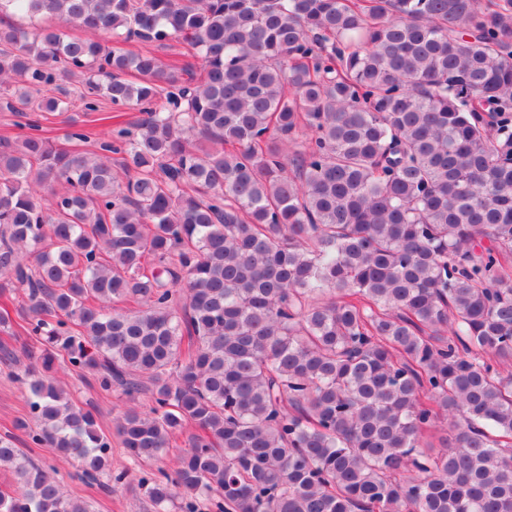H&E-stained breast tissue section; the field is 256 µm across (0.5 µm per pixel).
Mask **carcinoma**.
<instances>
[{"label": "carcinoma", "instance_id": "carcinoma-1", "mask_svg": "<svg viewBox=\"0 0 512 512\" xmlns=\"http://www.w3.org/2000/svg\"><path fill=\"white\" fill-rule=\"evenodd\" d=\"M78 77L84 111L141 118L0 141L30 443L127 482L58 360L150 394L116 421L133 461L192 429L138 480L159 509L512 512V0H0L8 109L64 112ZM0 466V512H91L9 434ZM124 48L130 52H139L141 50H149L155 54L163 64L170 63L176 59H181L179 56L183 52L182 46L177 42H169L166 46L152 45L144 47L135 43L126 44Z\"/></svg>", "mask_w": 512, "mask_h": 512}]
</instances>
